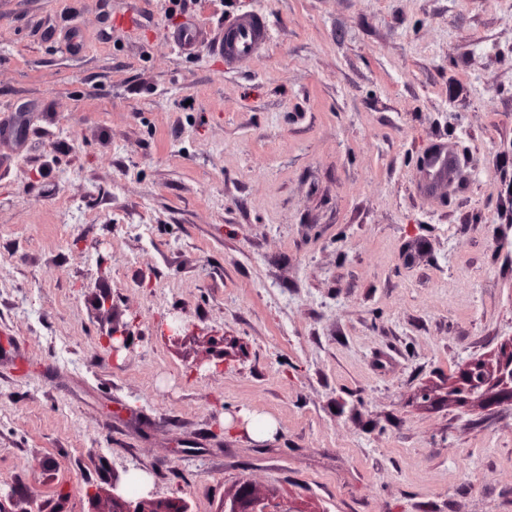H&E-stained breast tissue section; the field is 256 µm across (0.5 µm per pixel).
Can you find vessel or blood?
Listing matches in <instances>:
<instances>
[{
	"label": "vessel or blood",
	"instance_id": "vessel-or-blood-1",
	"mask_svg": "<svg viewBox=\"0 0 512 512\" xmlns=\"http://www.w3.org/2000/svg\"><path fill=\"white\" fill-rule=\"evenodd\" d=\"M270 42V28L257 12L234 16L224 24V36L213 44L215 52L228 62L260 55Z\"/></svg>",
	"mask_w": 512,
	"mask_h": 512
}]
</instances>
